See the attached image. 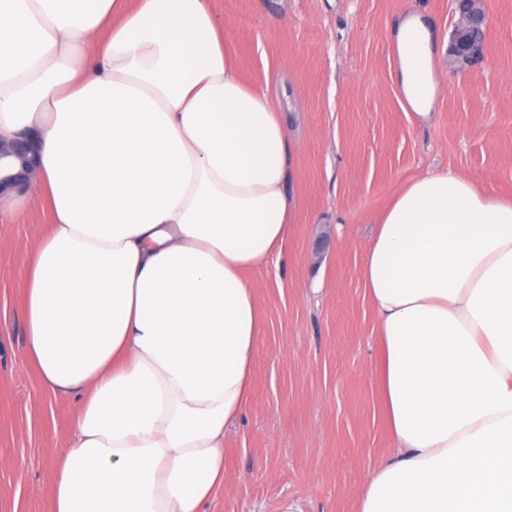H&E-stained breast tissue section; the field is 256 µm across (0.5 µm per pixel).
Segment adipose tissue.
Segmentation results:
<instances>
[{"instance_id":"adipose-tissue-1","label":"adipose tissue","mask_w":512,"mask_h":512,"mask_svg":"<svg viewBox=\"0 0 512 512\" xmlns=\"http://www.w3.org/2000/svg\"><path fill=\"white\" fill-rule=\"evenodd\" d=\"M440 33L407 8L399 102L430 122ZM36 133L27 356L71 422L51 512H205L262 338L248 272L295 219L292 143L213 0H0V134ZM362 284L393 443L359 512H512V199L449 171L378 215Z\"/></svg>"}]
</instances>
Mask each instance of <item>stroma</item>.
I'll use <instances>...</instances> for the list:
<instances>
[{"label": "stroma", "mask_w": 512, "mask_h": 512, "mask_svg": "<svg viewBox=\"0 0 512 512\" xmlns=\"http://www.w3.org/2000/svg\"><path fill=\"white\" fill-rule=\"evenodd\" d=\"M237 74L267 90L295 146L296 211L279 256L249 278L263 337L245 415L224 441L226 491L206 512H357L392 451L376 375L375 314L361 281L378 213L430 171L512 198V0H485L486 55L453 73L415 124L391 80L389 31L415 8L442 36L455 0H216ZM21 205L0 223V512H51L70 424L26 357L23 265L45 228Z\"/></svg>", "instance_id": "35a3bbf8"}]
</instances>
